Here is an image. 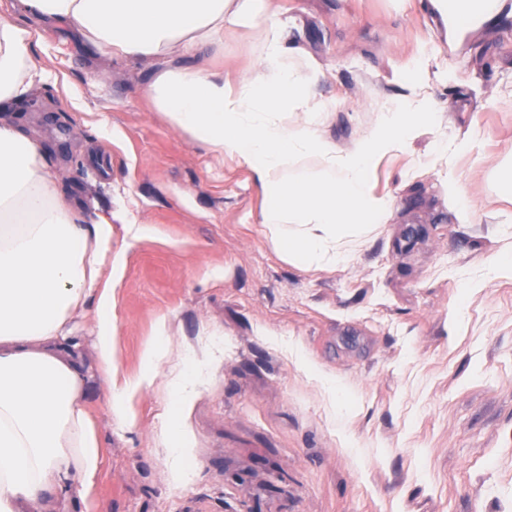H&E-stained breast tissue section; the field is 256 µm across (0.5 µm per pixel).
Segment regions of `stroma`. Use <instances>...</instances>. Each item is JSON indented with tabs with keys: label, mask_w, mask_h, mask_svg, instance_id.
I'll return each instance as SVG.
<instances>
[{
	"label": "stroma",
	"mask_w": 512,
	"mask_h": 512,
	"mask_svg": "<svg viewBox=\"0 0 512 512\" xmlns=\"http://www.w3.org/2000/svg\"><path fill=\"white\" fill-rule=\"evenodd\" d=\"M332 107L320 135L346 149L419 78L436 119L370 172L392 206L345 257H289L260 222L262 189L235 157L192 141L143 90L163 67L254 72L261 29L225 28L224 53L87 57L69 25L42 26L56 84L16 112L48 150L59 189L112 219L116 368L93 348L95 302L71 319L102 447L88 498L67 512H512V30L449 40L422 0H278ZM473 137V150L454 145ZM457 181L469 211L448 196ZM145 224L149 235H126ZM422 228L398 253L408 227ZM155 381L117 421L115 385ZM206 382L179 416L191 437L175 483L160 443L171 371ZM335 380L328 393L318 375ZM163 347L155 344L149 347L145 352V363L148 370L141 376L127 380L123 386L115 390L111 397V413L123 422H130V402L131 399L143 388L153 384L155 376L154 367L163 359Z\"/></svg>",
	"instance_id": "1"
}]
</instances>
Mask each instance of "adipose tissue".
Returning <instances> with one entry per match:
<instances>
[{
    "label": "adipose tissue",
    "mask_w": 512,
    "mask_h": 512,
    "mask_svg": "<svg viewBox=\"0 0 512 512\" xmlns=\"http://www.w3.org/2000/svg\"><path fill=\"white\" fill-rule=\"evenodd\" d=\"M427 7L458 37L512 18V0H427ZM276 14L275 0H17L15 17L0 19V512H25L47 492L66 501L94 489L101 444L69 320L96 297V355L114 367L113 295L99 289L98 277L102 265L116 275L124 263L112 251L111 220L86 221L61 194L43 146L3 116L58 79L34 53L39 25L67 23L102 56L158 59L223 49L228 26L263 29L262 69L250 78L165 68L144 95L173 127L252 171L270 200L261 213L268 235L306 258L341 225L368 228L390 210V199L372 192L370 170L433 114L420 102L388 103L353 149L323 139L318 127L330 106L312 93L318 70L289 46ZM292 112L306 121L289 124ZM293 224L302 232H290ZM162 358L161 345L149 347L146 372L114 391L120 421H129L132 398L153 384Z\"/></svg>",
    "instance_id": "ef3b65f1"
}]
</instances>
